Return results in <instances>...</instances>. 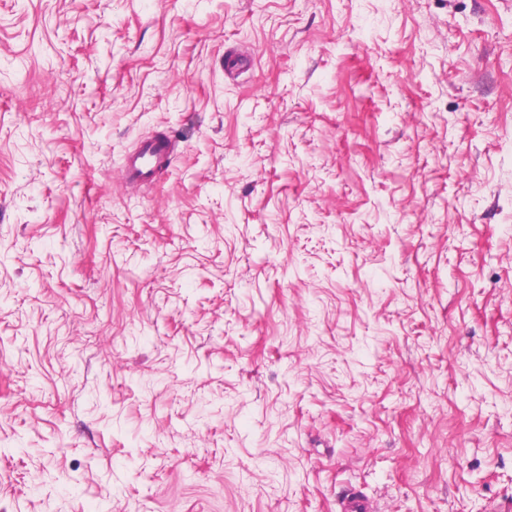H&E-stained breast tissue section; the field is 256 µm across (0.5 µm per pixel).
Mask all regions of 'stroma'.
I'll return each mask as SVG.
<instances>
[{"instance_id":"stroma-1","label":"stroma","mask_w":512,"mask_h":512,"mask_svg":"<svg viewBox=\"0 0 512 512\" xmlns=\"http://www.w3.org/2000/svg\"><path fill=\"white\" fill-rule=\"evenodd\" d=\"M351 488L512 512V0H0V512ZM170 139H146L140 142L138 150L125 156L123 179L133 185H148L154 182L158 164L170 155Z\"/></svg>"}]
</instances>
